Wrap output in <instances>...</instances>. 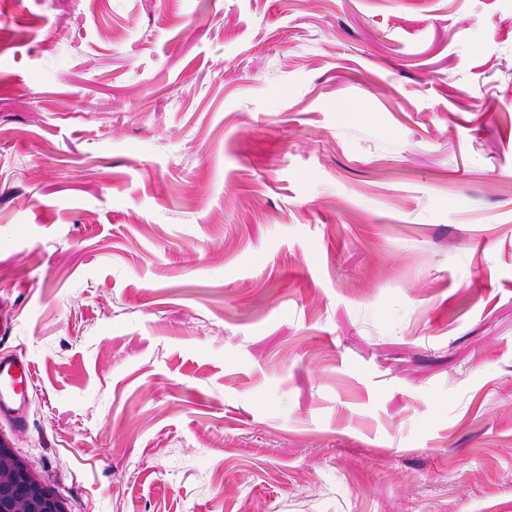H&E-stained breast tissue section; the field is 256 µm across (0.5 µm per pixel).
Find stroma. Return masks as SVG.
Segmentation results:
<instances>
[{
	"label": "stroma",
	"mask_w": 512,
	"mask_h": 512,
	"mask_svg": "<svg viewBox=\"0 0 512 512\" xmlns=\"http://www.w3.org/2000/svg\"><path fill=\"white\" fill-rule=\"evenodd\" d=\"M0 346L66 512H512V0H0Z\"/></svg>",
	"instance_id": "1"
}]
</instances>
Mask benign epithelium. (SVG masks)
<instances>
[{
	"instance_id": "1",
	"label": "benign epithelium",
	"mask_w": 512,
	"mask_h": 512,
	"mask_svg": "<svg viewBox=\"0 0 512 512\" xmlns=\"http://www.w3.org/2000/svg\"><path fill=\"white\" fill-rule=\"evenodd\" d=\"M0 512H65L60 498L37 480L0 438Z\"/></svg>"
}]
</instances>
